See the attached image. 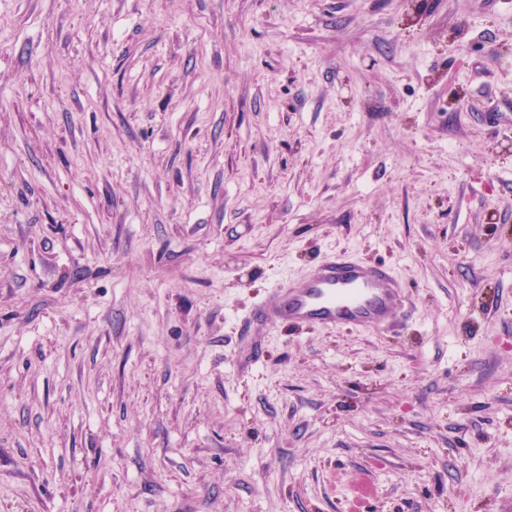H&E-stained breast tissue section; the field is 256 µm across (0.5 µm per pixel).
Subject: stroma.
Instances as JSON below:
<instances>
[{"label": "stroma", "instance_id": "35a3bbf8", "mask_svg": "<svg viewBox=\"0 0 512 512\" xmlns=\"http://www.w3.org/2000/svg\"><path fill=\"white\" fill-rule=\"evenodd\" d=\"M403 330L242 327L328 250ZM512 0H0V512H500Z\"/></svg>", "mask_w": 512, "mask_h": 512}]
</instances>
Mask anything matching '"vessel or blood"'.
Listing matches in <instances>:
<instances>
[{"mask_svg": "<svg viewBox=\"0 0 512 512\" xmlns=\"http://www.w3.org/2000/svg\"><path fill=\"white\" fill-rule=\"evenodd\" d=\"M410 308L403 283L385 263H362L344 251H329L302 278L268 290L243 326L341 327L388 333Z\"/></svg>", "mask_w": 512, "mask_h": 512, "instance_id": "1", "label": "vessel or blood"}]
</instances>
